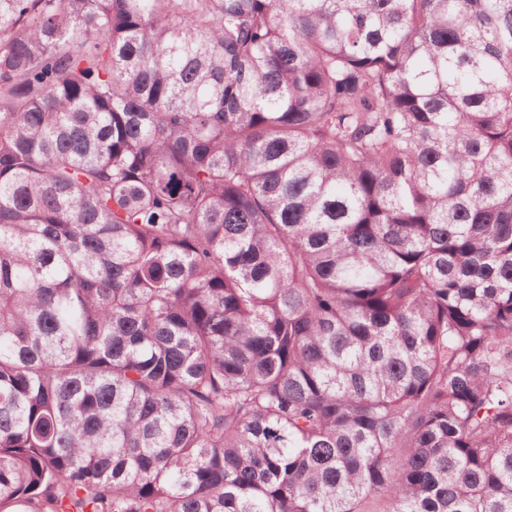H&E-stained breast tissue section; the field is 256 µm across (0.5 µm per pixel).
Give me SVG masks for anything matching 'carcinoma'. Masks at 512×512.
<instances>
[{"mask_svg": "<svg viewBox=\"0 0 512 512\" xmlns=\"http://www.w3.org/2000/svg\"><path fill=\"white\" fill-rule=\"evenodd\" d=\"M512 512V0H0V512Z\"/></svg>", "mask_w": 512, "mask_h": 512, "instance_id": "obj_1", "label": "carcinoma"}]
</instances>
